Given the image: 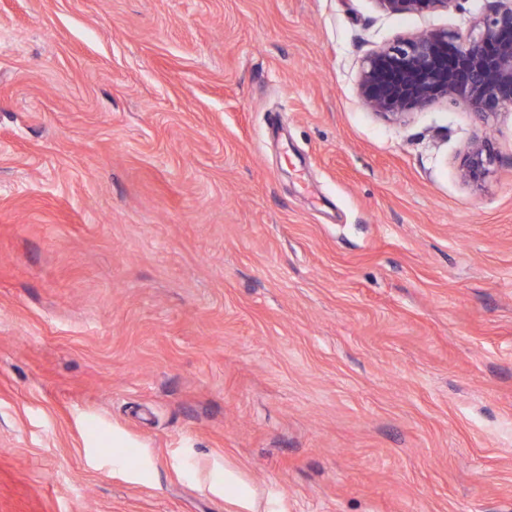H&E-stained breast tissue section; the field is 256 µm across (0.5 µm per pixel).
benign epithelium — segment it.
I'll use <instances>...</instances> for the list:
<instances>
[{
  "label": "benign epithelium",
  "mask_w": 512,
  "mask_h": 512,
  "mask_svg": "<svg viewBox=\"0 0 512 512\" xmlns=\"http://www.w3.org/2000/svg\"><path fill=\"white\" fill-rule=\"evenodd\" d=\"M391 14L448 8L454 0H375ZM462 36L446 29L402 38L367 55L361 66L358 94L363 104L393 121L404 120L437 100L458 102L487 123L512 107V0H494ZM495 157L488 140L465 148L461 175L478 183L490 173Z\"/></svg>",
  "instance_id": "benign-epithelium-1"
}]
</instances>
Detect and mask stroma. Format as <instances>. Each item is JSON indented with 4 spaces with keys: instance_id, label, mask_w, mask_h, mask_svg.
I'll return each mask as SVG.
<instances>
[{
    "instance_id": "1",
    "label": "stroma",
    "mask_w": 512,
    "mask_h": 512,
    "mask_svg": "<svg viewBox=\"0 0 512 512\" xmlns=\"http://www.w3.org/2000/svg\"><path fill=\"white\" fill-rule=\"evenodd\" d=\"M493 0H0V512H512V109L363 57ZM379 8L391 14L448 9L452 0H375ZM495 157L487 139H475L465 148L460 165L467 182L478 183L490 173Z\"/></svg>"
}]
</instances>
